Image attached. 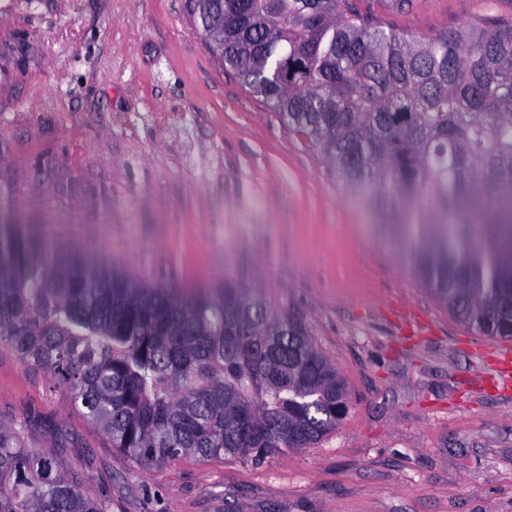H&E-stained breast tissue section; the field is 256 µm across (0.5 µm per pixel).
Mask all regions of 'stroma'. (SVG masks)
I'll list each match as a JSON object with an SVG mask.
<instances>
[{"label":"stroma","mask_w":512,"mask_h":512,"mask_svg":"<svg viewBox=\"0 0 512 512\" xmlns=\"http://www.w3.org/2000/svg\"><path fill=\"white\" fill-rule=\"evenodd\" d=\"M431 37L512 0H362ZM0 190L49 240L192 292L230 276L294 308L350 392L315 447L148 471L0 351L27 417L109 512H512V354L451 316L377 213L225 71L188 0H0Z\"/></svg>","instance_id":"1"}]
</instances>
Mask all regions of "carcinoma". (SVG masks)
I'll return each mask as SVG.
<instances>
[{
  "label": "carcinoma",
  "mask_w": 512,
  "mask_h": 512,
  "mask_svg": "<svg viewBox=\"0 0 512 512\" xmlns=\"http://www.w3.org/2000/svg\"><path fill=\"white\" fill-rule=\"evenodd\" d=\"M215 53L307 139L350 192L392 218L411 270L448 313L512 340V22L429 38L353 0H189ZM42 369L143 470L187 456L261 464L312 448L345 389L304 318L224 279L187 293L46 246L0 214V350ZM0 425V512H107L58 459Z\"/></svg>",
  "instance_id": "obj_1"
}]
</instances>
